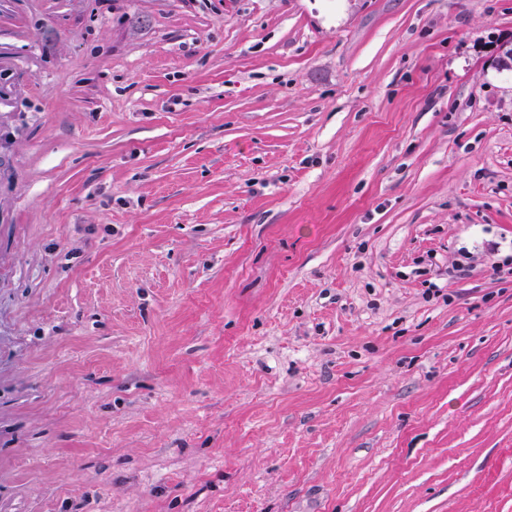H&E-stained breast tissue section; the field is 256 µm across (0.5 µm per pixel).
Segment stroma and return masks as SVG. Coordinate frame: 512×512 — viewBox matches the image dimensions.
<instances>
[{
	"instance_id": "35a3bbf8",
	"label": "stroma",
	"mask_w": 512,
	"mask_h": 512,
	"mask_svg": "<svg viewBox=\"0 0 512 512\" xmlns=\"http://www.w3.org/2000/svg\"><path fill=\"white\" fill-rule=\"evenodd\" d=\"M508 48L512 0H0V512H512Z\"/></svg>"
}]
</instances>
